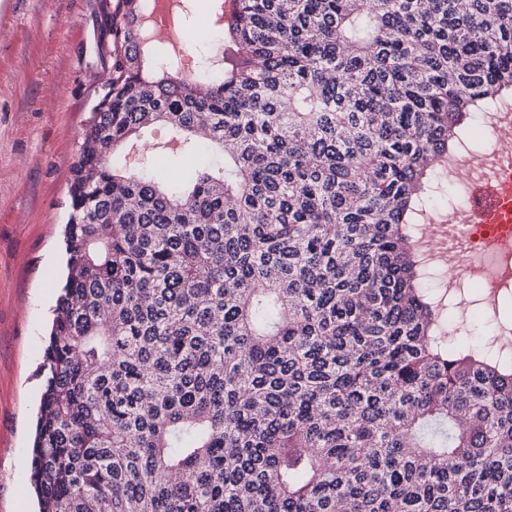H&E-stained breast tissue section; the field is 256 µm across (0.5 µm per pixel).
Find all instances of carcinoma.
Wrapping results in <instances>:
<instances>
[{"label": "carcinoma", "mask_w": 512, "mask_h": 512, "mask_svg": "<svg viewBox=\"0 0 512 512\" xmlns=\"http://www.w3.org/2000/svg\"><path fill=\"white\" fill-rule=\"evenodd\" d=\"M180 75L113 0L68 187L40 512H512V359L450 338L420 224L512 99V0H234ZM163 125L164 184L114 150Z\"/></svg>", "instance_id": "1"}]
</instances>
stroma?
Masks as SVG:
<instances>
[{"label": "stroma", "mask_w": 512, "mask_h": 512, "mask_svg": "<svg viewBox=\"0 0 512 512\" xmlns=\"http://www.w3.org/2000/svg\"><path fill=\"white\" fill-rule=\"evenodd\" d=\"M109 0H0V512H36L29 478L37 375L65 272L70 167L107 78ZM222 47L211 0H192L184 55L203 71ZM165 127L119 150L127 168L177 177Z\"/></svg>", "instance_id": "obj_1"}]
</instances>
